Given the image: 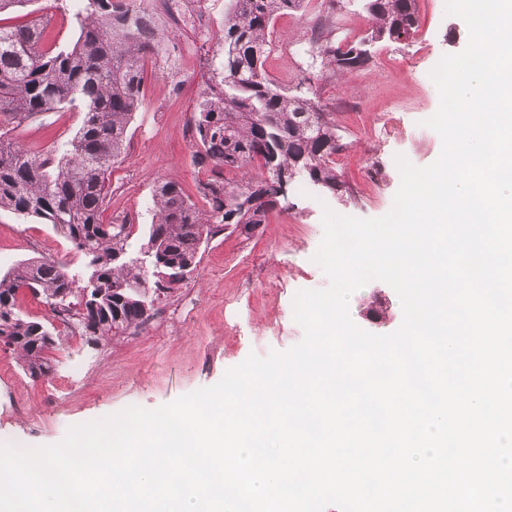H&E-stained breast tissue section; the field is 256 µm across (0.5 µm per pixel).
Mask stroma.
<instances>
[{"label":"stroma","mask_w":512,"mask_h":512,"mask_svg":"<svg viewBox=\"0 0 512 512\" xmlns=\"http://www.w3.org/2000/svg\"><path fill=\"white\" fill-rule=\"evenodd\" d=\"M85 0H29L0 22L23 25L38 17L49 21L46 44L61 47L75 37L76 15ZM229 0H192L181 23L170 31L169 58L148 63L144 98L131 126L128 149L109 176L103 218L133 226L132 247H139L151 221L156 181H176L194 202L207 172L194 166L192 116L210 70L224 45V13ZM419 27L402 43L377 44L368 68L342 78L323 75L299 48L315 29L329 26L334 39L353 40L371 22L357 0L329 9L326 0H304L297 12L277 16L265 68L276 83L302 85L308 97L334 112L347 144L335 162L353 188L355 201H343L315 187H290L288 203L272 210L255 235L227 231L204 243L193 280L154 306L150 321L99 342L81 337L74 323L55 317L30 293L19 295L28 318L54 325L60 342L47 357L51 373L30 378L19 356L0 347V444L25 447L59 443L71 426L95 421L135 405L154 410L181 396L217 384L227 370L249 355L286 352L303 338L293 318V299L303 289H323L328 279L314 262L323 237L324 208L358 218H377L392 207L400 185L396 155L426 166L441 153L442 140L426 121L440 103L429 76L442 55L463 51L469 41L465 22L446 14L445 0H417ZM180 83L170 92V80ZM74 110L52 112L13 130L26 149L45 154L60 146L79 125ZM52 259L76 270L81 266L70 243L50 225L7 210L0 211V273L25 259ZM383 299L386 320L373 323L365 307ZM353 322L377 335L402 323L396 292L374 280L354 291Z\"/></svg>","instance_id":"1"}]
</instances>
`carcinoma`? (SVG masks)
<instances>
[{"label": "carcinoma", "mask_w": 512, "mask_h": 512, "mask_svg": "<svg viewBox=\"0 0 512 512\" xmlns=\"http://www.w3.org/2000/svg\"><path fill=\"white\" fill-rule=\"evenodd\" d=\"M224 15V53L211 71L192 120L193 163L229 177L203 183L197 207L174 181L152 190L153 215L144 242L131 248L132 227L103 223L106 181L126 151L131 122L144 95V66L167 51L153 0H87L76 16L77 36L60 49L45 47V27L0 25V128L21 125L67 105L82 106L80 125L59 155H36L0 131V210L49 224L84 258L73 273L54 260H24L0 275V346L17 352L30 377L51 371L46 352L59 334L24 317L18 293L27 289L56 314L75 319L96 342L146 324L154 302L186 282L202 244L224 232L227 210L237 224H264L278 206L270 182L300 168L345 201L355 194L336 170L347 143L333 113L272 81L264 68L274 17L303 0H230ZM372 20L359 42L312 41L320 65L340 76L366 68L369 45L411 39L418 28L416 0H360ZM260 163L261 176H244ZM244 184L266 198L239 197Z\"/></svg>", "instance_id": "carcinoma-1"}]
</instances>
